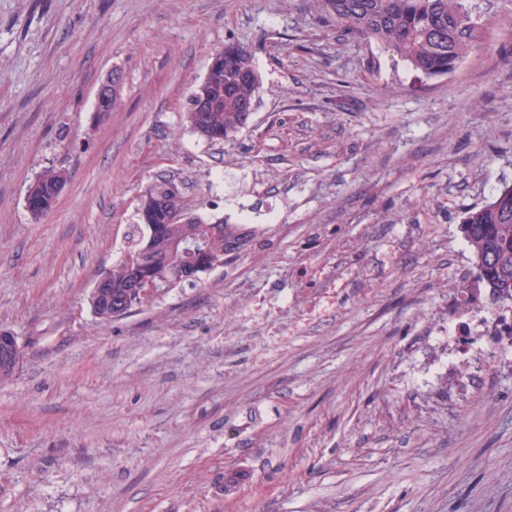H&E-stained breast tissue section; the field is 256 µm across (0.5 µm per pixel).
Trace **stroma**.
I'll return each instance as SVG.
<instances>
[{
    "mask_svg": "<svg viewBox=\"0 0 512 512\" xmlns=\"http://www.w3.org/2000/svg\"><path fill=\"white\" fill-rule=\"evenodd\" d=\"M469 4L475 48L426 78L316 0H0V512H512V303L460 232L512 182V0ZM229 41L263 89L213 145L182 111ZM160 177L259 234L104 321ZM119 86L120 76L118 74L112 75L110 79L101 84L96 95V100L98 104L96 105V108L99 114L105 115L107 114V112H112V109L115 107L112 97L116 99V90ZM109 102H112V105ZM36 182H32L28 189L33 190L38 194L44 193L45 204L39 210L37 215H32L35 219L46 215L53 207L55 199L52 196L51 190L58 184H64L68 180V175L65 170L58 168H46L42 170L35 178ZM33 186V187H32ZM22 351L11 333L0 331V378L12 376L19 368Z\"/></svg>",
    "mask_w": 512,
    "mask_h": 512,
    "instance_id": "35a3bbf8",
    "label": "stroma"
}]
</instances>
